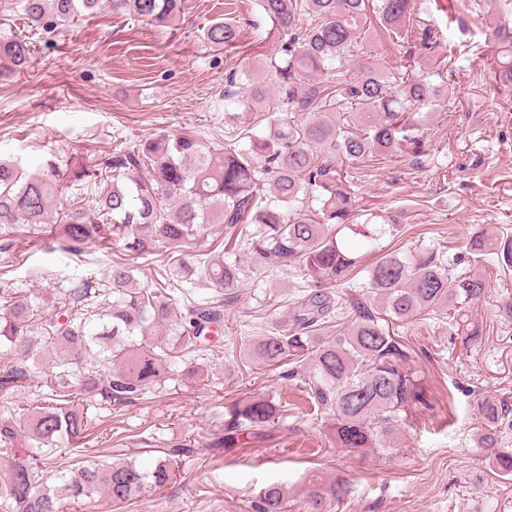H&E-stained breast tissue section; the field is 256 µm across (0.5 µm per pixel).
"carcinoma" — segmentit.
Segmentation results:
<instances>
[{"mask_svg": "<svg viewBox=\"0 0 512 512\" xmlns=\"http://www.w3.org/2000/svg\"><path fill=\"white\" fill-rule=\"evenodd\" d=\"M414 0H257L276 43L267 81L229 69L224 102V143H207L192 131H158L113 150L89 168L77 154L62 161L49 154L38 173L19 160L0 158V263L13 262L18 238L42 243L50 252L77 255L97 241H118L137 255H158L155 279L143 283L132 265L114 262L104 273L112 301H94L93 282L81 278L36 302L9 291L0 315V359L12 363L0 374V395L30 386L28 361L35 358L30 336L42 326L58 350L53 379L40 403L23 420L0 418V512H61L62 501L86 503L103 495L126 504L175 477L182 459L199 453L181 443L157 448L154 466L140 468L123 448L112 461L80 460L60 471L59 485H47L49 454L42 446L61 438H84L90 420L74 403L82 394L122 405L141 399L166 381L173 354L193 360L210 351L211 327L234 303L249 278L239 252L249 251L259 268L298 270L301 295L289 322L246 344L244 364L284 369L300 381L309 408L330 417L332 443L368 454L384 447L416 404L424 403L410 353L397 330L435 314L448 319V333L476 344L484 328L470 306L487 292L485 279L462 267L490 262L512 270V232L473 233L471 258L419 246L389 252L356 280L360 259L339 233L345 228L370 248L386 233L403 234L394 217L354 225L358 198L349 164L373 155L410 157L426 152L423 109L439 97L430 77L441 76L445 60L432 57L434 71L410 77L381 65H356L357 51L374 37L412 40L423 50L440 43L439 31L417 17ZM108 7L158 27L170 26L188 10V0H19L17 19L29 34L16 32L12 18L0 19V81L30 68L32 36L49 39L84 13ZM494 64L501 83L512 85V14L491 24ZM237 22L213 19L203 39L214 48H234ZM246 82L237 96L236 84ZM72 197L58 209L56 199ZM224 235V259L201 254L188 260L174 245L195 239L207 226ZM204 283L205 298L186 290L185 314L174 317L167 286ZM343 324L346 330L333 335ZM477 411L484 426L478 444L501 477L512 476V450L503 435L512 430V409L483 400ZM288 414V402L249 395L224 406V444L265 435ZM39 444L20 452L19 433ZM351 493L345 479H308L307 512H330ZM283 484L262 488L253 512H287Z\"/></svg>", "mask_w": 512, "mask_h": 512, "instance_id": "1", "label": "carcinoma"}]
</instances>
